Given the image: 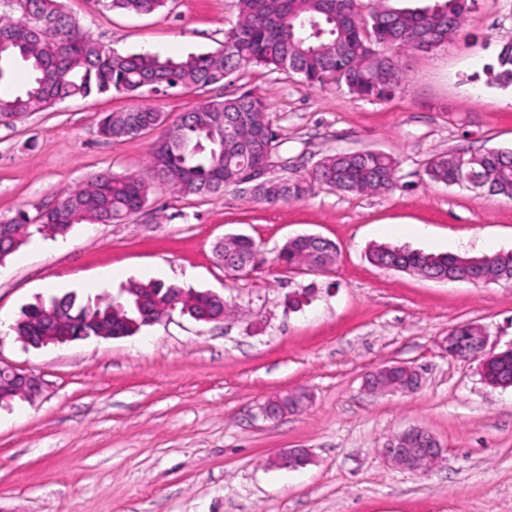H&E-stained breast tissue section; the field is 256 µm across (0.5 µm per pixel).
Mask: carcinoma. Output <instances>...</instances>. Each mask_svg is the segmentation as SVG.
<instances>
[{
  "instance_id": "obj_1",
  "label": "carcinoma",
  "mask_w": 512,
  "mask_h": 512,
  "mask_svg": "<svg viewBox=\"0 0 512 512\" xmlns=\"http://www.w3.org/2000/svg\"><path fill=\"white\" fill-rule=\"evenodd\" d=\"M167 0H103L112 11L149 15ZM471 0H443L425 8L374 7L362 12L361 0H238V20L214 53L185 58L121 54L101 45L66 14L59 0H5L0 14V78L10 65L23 60L32 71L26 89L0 94V121L18 113L43 112L69 99L109 92L141 94L175 88L215 85L254 66L289 71L311 84L334 82L359 97L385 98L404 81L402 55L410 50L432 51L455 39ZM68 36L64 54H37L46 32ZM490 79L512 84V43L502 46ZM265 101L242 93L201 103L166 126L167 115L140 106L102 117L114 140L161 130L156 144L165 161L151 166L154 177L178 194L205 195L239 186L243 174L278 148V135L268 119ZM397 160L388 153L363 149L323 157L311 171L292 177L267 178L251 189L257 202L275 205L311 195L315 187L348 194H378L393 189ZM430 181L493 196L512 198V151L435 155L425 164ZM148 184L133 176L109 172L85 187L64 192L62 200L38 215L41 228L65 235L81 222H121L139 211ZM29 225L19 217L0 222V259L21 245ZM254 240L237 235L216 250L224 271L243 273L252 265ZM338 248L330 240L297 237L279 251L285 268L334 263ZM369 261L380 268L411 271L426 278L479 280L512 275V254L471 257L432 254L403 247H376ZM184 289L163 282L136 283L128 289L127 304L76 302L73 295L52 297L23 311L13 331L35 341L42 336H97L105 329L130 336L145 323L134 307L143 300L148 313L183 309ZM197 316L217 314L210 297H191ZM490 383L512 385V351L501 352L486 366Z\"/></svg>"
}]
</instances>
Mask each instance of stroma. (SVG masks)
I'll list each match as a JSON object with an SVG mask.
<instances>
[{
    "label": "stroma",
    "mask_w": 512,
    "mask_h": 512,
    "mask_svg": "<svg viewBox=\"0 0 512 512\" xmlns=\"http://www.w3.org/2000/svg\"><path fill=\"white\" fill-rule=\"evenodd\" d=\"M98 42L166 57L216 51L237 0H171L150 15L101 0H61ZM512 41V0H473L453 43L403 57L406 79L388 98L251 67L224 84L163 94L62 102L0 123V221L36 217L96 175L150 183L125 221L81 223L66 236L31 232L0 261V362L40 376L34 401L0 404V512H512V387L487 385L478 361L440 348L474 322L497 350L512 345V287L438 282L382 269L377 246L471 256L512 251V199L430 182L429 158L512 150V86L485 68ZM251 92L279 135L274 164L301 175L338 151L376 149L399 162L398 182L372 195L316 190L268 206L230 188L181 195L155 180L148 130L99 136L108 112L149 104L176 118L207 100ZM229 234L254 239L253 269L231 275L213 251ZM315 234L339 250L332 271L291 273L276 257ZM150 280L210 291L237 308L221 322L172 312L131 336L33 348L12 330L23 308L68 293L123 301ZM309 291L291 310L289 295ZM415 366L420 388L380 395L365 376ZM305 391L304 408L265 417L264 404ZM425 428L446 450L423 474L381 454L386 438ZM286 448L312 460L268 466Z\"/></svg>",
    "instance_id": "stroma-1"
}]
</instances>
